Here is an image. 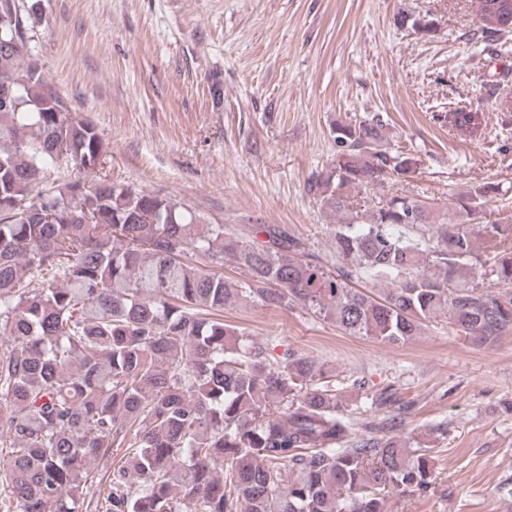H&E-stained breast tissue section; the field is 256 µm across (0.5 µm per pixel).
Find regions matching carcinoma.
<instances>
[{
    "label": "carcinoma",
    "instance_id": "cac0c4a2",
    "mask_svg": "<svg viewBox=\"0 0 512 512\" xmlns=\"http://www.w3.org/2000/svg\"><path fill=\"white\" fill-rule=\"evenodd\" d=\"M34 6L0 0V481L5 512H387L392 492L433 484L430 449L394 416L354 434L324 365L279 362L224 322V308H307L353 336L405 343L432 323L491 347L512 334V215L468 224L484 183L451 210L406 194L417 160L373 118L339 123L309 185L336 214L331 257L283 224L239 233L169 197L81 179L43 185L59 162L102 169L108 144L73 114L26 44ZM477 32L512 27V0H478ZM475 138L485 113L450 110ZM234 261L239 280L192 262ZM387 283L379 294L354 282Z\"/></svg>",
    "mask_w": 512,
    "mask_h": 512
}]
</instances>
